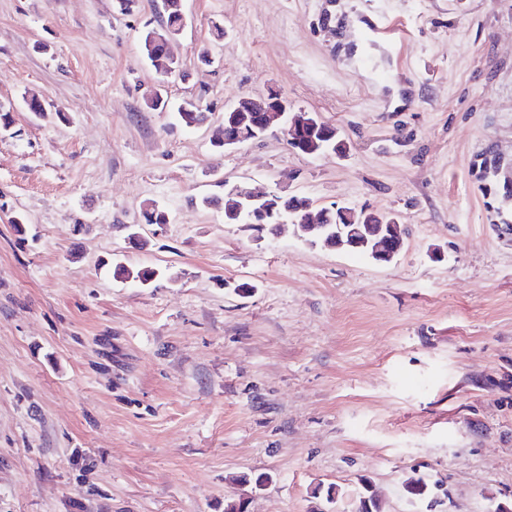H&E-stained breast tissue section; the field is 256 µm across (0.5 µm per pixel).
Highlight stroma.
Segmentation results:
<instances>
[{
    "label": "stroma",
    "mask_w": 512,
    "mask_h": 512,
    "mask_svg": "<svg viewBox=\"0 0 512 512\" xmlns=\"http://www.w3.org/2000/svg\"><path fill=\"white\" fill-rule=\"evenodd\" d=\"M183 5L164 83L191 128L146 105L161 0H0V512H312L331 486L352 512L365 480L383 512L512 501V0ZM379 15L411 31L407 64L372 44ZM271 90L349 154L277 131L217 153L225 107ZM32 95L63 119L33 120ZM228 184L409 235L379 264L228 224L202 203ZM157 29H147L141 38V48L143 54L149 61L154 71L158 73H166L178 68V63L170 57L165 51L170 52V44L174 38L164 40V49L155 44L154 34Z\"/></svg>",
    "instance_id": "35a3bbf8"
}]
</instances>
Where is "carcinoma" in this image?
<instances>
[{"label":"carcinoma","mask_w":512,"mask_h":512,"mask_svg":"<svg viewBox=\"0 0 512 512\" xmlns=\"http://www.w3.org/2000/svg\"><path fill=\"white\" fill-rule=\"evenodd\" d=\"M163 15L160 27L167 29L172 33L179 32L182 26V13L179 9L178 0H162ZM156 29L146 30L141 38V48L143 54L150 65L157 73H166L178 68V63L170 57L163 48L155 44L154 34ZM27 110L36 118L46 121H52L61 117V113L50 104L37 98L30 97L25 100ZM177 114L181 124L185 127H193L203 120V113L195 105L184 101L177 107ZM263 113L245 111L240 113L237 123L229 126L225 130V137L229 140H244L246 142L255 139L254 131L256 125L261 121ZM295 122L301 124V131L297 132L295 142H287L295 152L306 155L313 151H319L323 140L319 134L310 129V121L317 120L310 112L294 113ZM274 204L277 205L276 211L284 214L290 213L297 221L310 224H325L327 230L321 235L314 233H302L312 243H321L325 246H332L331 235L336 232V225L340 224L350 229H357L353 236L356 245L348 247V250L361 253L370 259H375L373 254L374 246L379 244L381 248L394 250L403 249L405 243V229L393 217L384 216L374 211L356 212L352 220H345L344 216L336 212L334 208L324 207L317 212L310 210L307 200L297 196L283 197L275 196ZM203 204H220L224 209V223L243 224L245 223L244 209H242V200L238 194L229 190L224 193L220 199H203ZM143 217L148 224L167 223V213L155 202L146 205ZM113 276L123 280H133L140 283L153 280L156 271L148 268L131 269L122 264L115 265ZM405 492L413 500L424 498L429 492V484L423 479L411 481L405 485ZM355 512H382V504L377 494L371 490L368 482H363L362 490L358 495V504Z\"/></svg>","instance_id":"obj_1"}]
</instances>
